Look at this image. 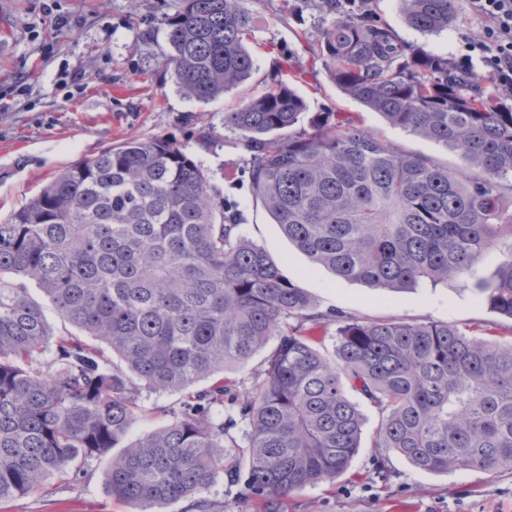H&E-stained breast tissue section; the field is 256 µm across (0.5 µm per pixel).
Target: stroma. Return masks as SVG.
<instances>
[{
  "instance_id": "obj_1",
  "label": "stroma",
  "mask_w": 512,
  "mask_h": 512,
  "mask_svg": "<svg viewBox=\"0 0 512 512\" xmlns=\"http://www.w3.org/2000/svg\"><path fill=\"white\" fill-rule=\"evenodd\" d=\"M177 0H0V220H6L62 169L93 157L128 137L167 135L202 161L213 184L237 201L243 233L264 247L284 276L302 288L319 310L334 309L364 320L394 319L470 325L500 343L512 341V318L490 310L479 293L496 273L498 251L486 252L475 276L434 288L423 284L393 293L336 277L313 266L273 223L250 191V155L224 126L225 110L241 90L200 103L188 100L164 76L157 61L163 40L135 46V24L157 25ZM321 0H242L255 17L248 44L256 61L249 80L258 89L282 71L296 78L307 110L349 113L401 150L434 157L449 169L465 162L440 143L389 124L380 114L344 96L315 57L323 28L336 12ZM459 18L448 31L421 34L404 23L398 0H370V9L408 46L455 57L463 38L478 34L468 0H459ZM209 127V150L196 145L199 128ZM177 391L140 388V417L128 438L166 426L169 409L179 407ZM374 412H367L361 448L348 471L267 505L245 502L237 486L216 474L195 495L168 506L167 512H512V469L470 470L432 475L400 456L388 466L376 460ZM111 454L93 457L81 473L51 479L23 497L0 502V512H140L137 504L113 497L107 484Z\"/></svg>"
}]
</instances>
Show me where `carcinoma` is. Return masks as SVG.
I'll return each instance as SVG.
<instances>
[{"mask_svg": "<svg viewBox=\"0 0 512 512\" xmlns=\"http://www.w3.org/2000/svg\"><path fill=\"white\" fill-rule=\"evenodd\" d=\"M399 9L423 34L459 16L458 0ZM253 24L241 0H178L160 19V66L185 98L217 99L253 73ZM317 57L345 96L469 170L385 144L340 112L296 130L306 104L280 79L224 113L250 154L253 197L314 264L373 288L446 284L498 248L480 293L512 318V105L492 81L476 90L448 59L408 50L366 5L322 31ZM241 226L239 206L163 135L64 168L0 222V500L116 447L140 385L185 393L169 424L112 458V495L142 512H165L220 471L247 501L333 480L358 453L365 408L382 464L512 469V342L320 311ZM26 279L92 342L61 335L43 364L51 333ZM330 323L331 354L315 338ZM271 340L250 390L224 377Z\"/></svg>", "mask_w": 512, "mask_h": 512, "instance_id": "1", "label": "carcinoma"}]
</instances>
